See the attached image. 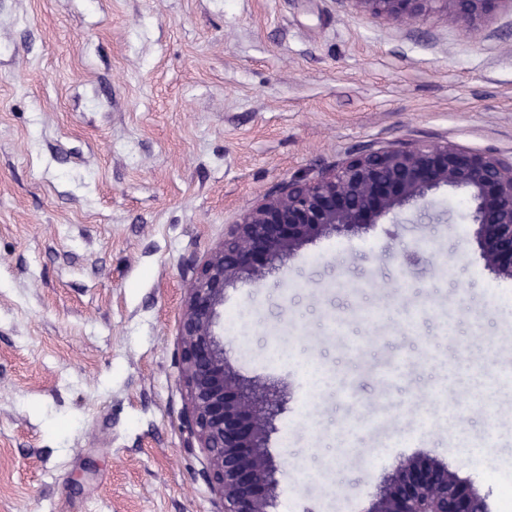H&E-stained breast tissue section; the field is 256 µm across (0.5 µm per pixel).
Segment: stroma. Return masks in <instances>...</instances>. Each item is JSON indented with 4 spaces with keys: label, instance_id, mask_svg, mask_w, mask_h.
Wrapping results in <instances>:
<instances>
[{
    "label": "stroma",
    "instance_id": "1",
    "mask_svg": "<svg viewBox=\"0 0 512 512\" xmlns=\"http://www.w3.org/2000/svg\"><path fill=\"white\" fill-rule=\"evenodd\" d=\"M408 138L512 155V0L463 34L347 0H0V512H216L180 417L184 262L280 183ZM462 191L227 287L278 384L279 512H366L400 460L499 512L512 279ZM494 426H487V418Z\"/></svg>",
    "mask_w": 512,
    "mask_h": 512
}]
</instances>
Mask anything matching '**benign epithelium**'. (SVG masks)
Instances as JSON below:
<instances>
[{"mask_svg": "<svg viewBox=\"0 0 512 512\" xmlns=\"http://www.w3.org/2000/svg\"><path fill=\"white\" fill-rule=\"evenodd\" d=\"M369 18L414 24L436 10L470 27L502 0H347ZM467 193L473 239L485 266L512 279V156L409 141L371 148L330 171L292 178L229 225L224 242L197 266L179 319L181 380L189 395L182 421L206 457L204 477L217 512H275L277 467L268 449L285 401L247 382L225 359L224 291L262 281L301 246L323 235H354L404 206L429 210L443 187ZM367 512H489L485 500L432 458L398 463Z\"/></svg>", "mask_w": 512, "mask_h": 512, "instance_id": "benign-epithelium-1", "label": "benign epithelium"}]
</instances>
